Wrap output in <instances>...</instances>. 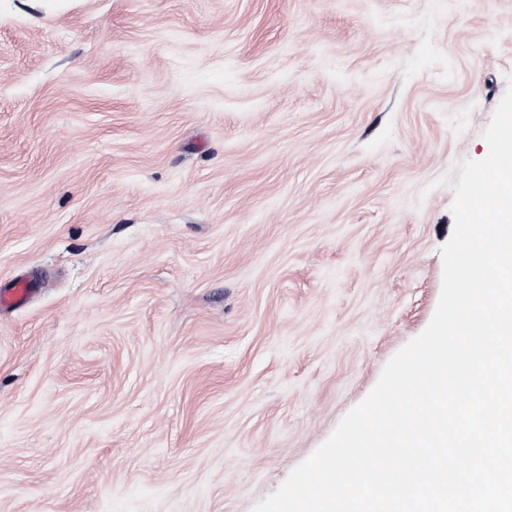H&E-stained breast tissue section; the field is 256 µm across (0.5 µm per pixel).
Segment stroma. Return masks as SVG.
I'll use <instances>...</instances> for the list:
<instances>
[{"instance_id": "35a3bbf8", "label": "stroma", "mask_w": 512, "mask_h": 512, "mask_svg": "<svg viewBox=\"0 0 512 512\" xmlns=\"http://www.w3.org/2000/svg\"><path fill=\"white\" fill-rule=\"evenodd\" d=\"M511 75L512 0H0V512H252L429 325Z\"/></svg>"}]
</instances>
